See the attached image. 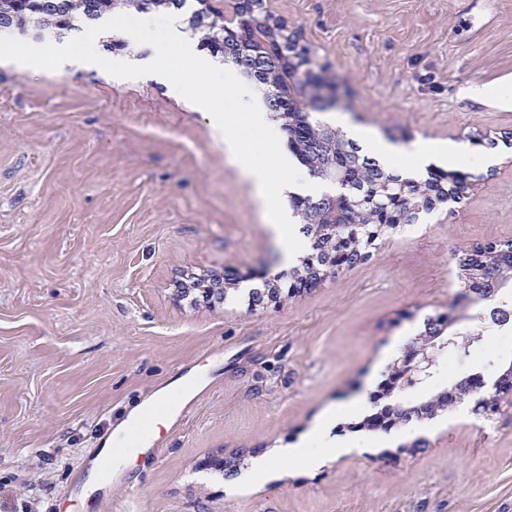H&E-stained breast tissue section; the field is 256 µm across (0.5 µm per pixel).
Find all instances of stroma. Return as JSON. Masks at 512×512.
Masks as SVG:
<instances>
[{
    "label": "stroma",
    "mask_w": 512,
    "mask_h": 512,
    "mask_svg": "<svg viewBox=\"0 0 512 512\" xmlns=\"http://www.w3.org/2000/svg\"><path fill=\"white\" fill-rule=\"evenodd\" d=\"M320 65L339 131L462 145L465 193L288 292L266 208L210 116L152 76L0 66V512H499L512 501V392L426 420L421 447L370 432L320 467L228 494L217 456L287 448L327 407L370 396L423 329L497 332L463 298L458 254L512 241V0H263ZM482 87L486 96L474 95ZM237 271L214 304L188 277ZM279 280V303L252 292ZM202 379L185 418L151 419L158 457L83 483L112 429L159 388Z\"/></svg>",
    "instance_id": "stroma-1"
}]
</instances>
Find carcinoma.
<instances>
[{
  "label": "carcinoma",
  "mask_w": 512,
  "mask_h": 512,
  "mask_svg": "<svg viewBox=\"0 0 512 512\" xmlns=\"http://www.w3.org/2000/svg\"><path fill=\"white\" fill-rule=\"evenodd\" d=\"M174 8L189 14L193 29L199 31L200 47L217 51L227 63L260 84L271 86L284 81L273 63L278 47L267 38L270 50L260 42L239 31L231 32L224 25L209 17L203 9H195L188 0H0V37L21 41L59 39L72 31L98 26L126 10L138 13H158ZM274 102V116L288 130V148L305 168L313 165L331 169L336 179L344 185L336 200L315 196L297 197L294 206L306 214L310 211L319 217L317 223H304L303 229L312 241V253L293 270L297 281L318 279V274L332 268L352 266L364 260L369 248L384 234L382 225L407 223L414 210L430 211L435 203L448 196L446 188L459 189L462 178L457 174L444 175L437 180L414 181L401 179L387 173L378 164L361 157L353 143L345 140L335 129L317 121L287 122L289 112L296 102L285 95L270 94L266 102ZM410 184L415 188L412 197L400 195V186ZM362 224L360 234L351 235L349 225ZM466 271L465 287L480 296L498 297L512 288V242L487 244L475 247L459 259ZM424 333L440 346L452 336L449 325L441 316L430 317ZM401 371L393 368L378 383L384 396L396 399L394 403L377 406L366 425L377 424V429L389 432L397 426L408 425L451 406L455 394L469 388L475 379L463 376L452 386L453 394L426 395L417 408L403 406L399 397Z\"/></svg>",
  "instance_id": "cac0c4a2"
}]
</instances>
